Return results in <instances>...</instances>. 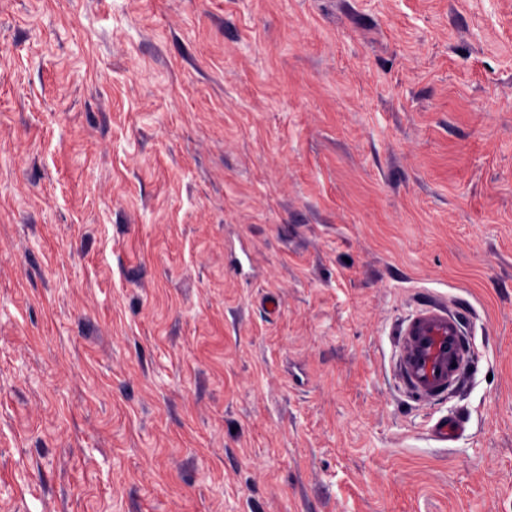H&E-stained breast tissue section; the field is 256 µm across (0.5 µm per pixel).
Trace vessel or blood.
<instances>
[{
    "mask_svg": "<svg viewBox=\"0 0 512 512\" xmlns=\"http://www.w3.org/2000/svg\"><path fill=\"white\" fill-rule=\"evenodd\" d=\"M398 373L405 391L436 400L455 382L465 357L460 321L439 302L423 304L397 327Z\"/></svg>",
    "mask_w": 512,
    "mask_h": 512,
    "instance_id": "b4317fda",
    "label": "vessel or blood"
}]
</instances>
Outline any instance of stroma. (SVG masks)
I'll return each instance as SVG.
<instances>
[{"label":"stroma","instance_id":"obj_1","mask_svg":"<svg viewBox=\"0 0 512 512\" xmlns=\"http://www.w3.org/2000/svg\"><path fill=\"white\" fill-rule=\"evenodd\" d=\"M0 512H512V0H0ZM398 373L405 391L420 400H438L456 381L463 359L464 334L448 306L422 304L397 327ZM456 364V367H452Z\"/></svg>","mask_w":512,"mask_h":512}]
</instances>
